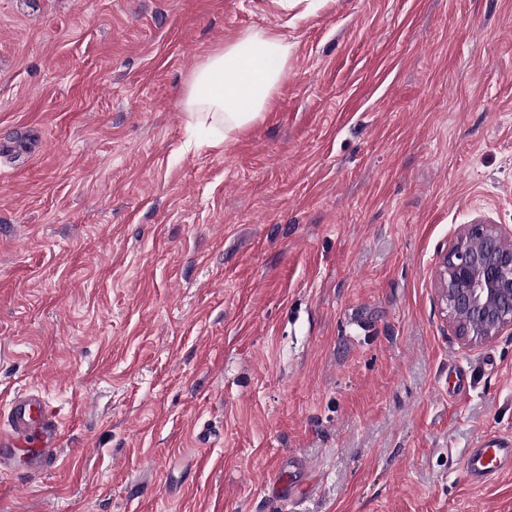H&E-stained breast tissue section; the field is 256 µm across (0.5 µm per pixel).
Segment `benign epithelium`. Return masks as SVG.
Returning a JSON list of instances; mask_svg holds the SVG:
<instances>
[{"label": "benign epithelium", "mask_w": 512, "mask_h": 512, "mask_svg": "<svg viewBox=\"0 0 512 512\" xmlns=\"http://www.w3.org/2000/svg\"><path fill=\"white\" fill-rule=\"evenodd\" d=\"M495 224H468L439 265L455 335L473 345L512 328V246Z\"/></svg>", "instance_id": "1"}]
</instances>
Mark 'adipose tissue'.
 Listing matches in <instances>:
<instances>
[{
  "mask_svg": "<svg viewBox=\"0 0 512 512\" xmlns=\"http://www.w3.org/2000/svg\"><path fill=\"white\" fill-rule=\"evenodd\" d=\"M290 53V43L279 32H244L194 70L184 110L191 118L223 125L228 133L245 128L272 108Z\"/></svg>",
  "mask_w": 512,
  "mask_h": 512,
  "instance_id": "1",
  "label": "adipose tissue"
}]
</instances>
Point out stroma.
<instances>
[{
    "instance_id": "obj_1",
    "label": "stroma",
    "mask_w": 512,
    "mask_h": 512,
    "mask_svg": "<svg viewBox=\"0 0 512 512\" xmlns=\"http://www.w3.org/2000/svg\"><path fill=\"white\" fill-rule=\"evenodd\" d=\"M260 29L273 111L189 123ZM481 218L512 236V0H0V406L62 424L0 512H512L461 469L512 436V329L459 340L437 278ZM291 48L274 30L244 32L194 70L186 84L184 110L193 119L224 125L225 134L254 123L274 104Z\"/></svg>"
}]
</instances>
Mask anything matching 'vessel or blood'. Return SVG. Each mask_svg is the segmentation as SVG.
Segmentation results:
<instances>
[{"label": "vessel or blood", "mask_w": 512, "mask_h": 512, "mask_svg": "<svg viewBox=\"0 0 512 512\" xmlns=\"http://www.w3.org/2000/svg\"><path fill=\"white\" fill-rule=\"evenodd\" d=\"M60 421L54 408L36 388L17 393L0 413V446L21 448L34 467L57 453ZM467 479L481 484L512 472V437L496 436L471 449L462 463Z\"/></svg>", "instance_id": "1"}]
</instances>
